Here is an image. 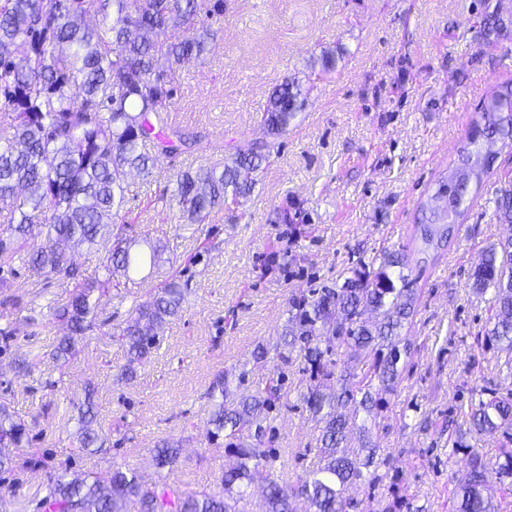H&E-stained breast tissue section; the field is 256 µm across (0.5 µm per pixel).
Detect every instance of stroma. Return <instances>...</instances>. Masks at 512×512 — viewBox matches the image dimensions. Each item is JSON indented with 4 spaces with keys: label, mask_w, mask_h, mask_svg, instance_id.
Listing matches in <instances>:
<instances>
[{
    "label": "stroma",
    "mask_w": 512,
    "mask_h": 512,
    "mask_svg": "<svg viewBox=\"0 0 512 512\" xmlns=\"http://www.w3.org/2000/svg\"><path fill=\"white\" fill-rule=\"evenodd\" d=\"M498 0H224L213 18L223 38L202 62L177 68L169 110L175 125L205 135L207 151L159 157L150 181L131 176L129 202L117 223L135 236L161 240L186 289L182 312L166 326L149 359L126 382L118 334L135 303L149 299L156 274L140 270L124 296L107 295L99 309L108 326L90 332L66 363L49 358L66 332L52 317L66 281L19 277L0 290V317L14 335L0 338V398L27 424L34 460L22 474L0 473V512H37L47 469L83 475L116 463L146 480L202 490L219 484L234 456L206 438L205 393L226 373L236 395L265 386L280 367L273 348L300 292L343 284L353 268L381 250L405 253L419 203L447 173L477 117L500 84L512 82V23L482 35L476 21ZM336 53L331 81L312 92L250 194L226 204L202 224H183L175 203L158 190L173 176L214 160H231L237 146L261 140L262 111L272 90L319 72L321 53ZM512 180V151L492 174L460 224L451 249L426 270L411 269L417 312L405 330L411 345L401 382L386 395L369 435L386 464L373 494H358L347 512H380L408 502L413 512H453L452 475L465 471L467 448L487 463V482L512 512V490L498 474L504 434L469 430L472 403L505 384L507 353L487 347L491 294L477 295L470 275L483 249L512 239L498 222L493 199ZM269 350L255 362L257 344ZM39 356L16 371L18 356ZM306 363L293 357L274 414L277 458L249 488L261 503L268 480L295 484L317 468L320 424L302 400ZM96 391L107 438L105 454L77 448L76 403ZM177 442L173 469H157L154 449ZM463 450H453L454 439Z\"/></svg>",
    "instance_id": "1"
}]
</instances>
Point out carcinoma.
Here are the masks:
<instances>
[{
    "label": "carcinoma",
    "mask_w": 512,
    "mask_h": 512,
    "mask_svg": "<svg viewBox=\"0 0 512 512\" xmlns=\"http://www.w3.org/2000/svg\"><path fill=\"white\" fill-rule=\"evenodd\" d=\"M224 15V0H0V288L13 286L19 262L33 276L58 277L73 293L53 307L67 334L52 345L56 360L73 355L75 340L97 327L92 296L121 286L144 265L158 271L164 249L157 241L132 239L114 223L127 204L128 179L152 176L153 161L193 146L203 151V136L172 126L167 102L175 96L171 73L186 60H203L217 43L219 30L207 18ZM96 19L94 25L87 18ZM172 33L171 41L158 35ZM313 86L285 80L270 94L261 116L267 133H284L301 111ZM512 146V84L497 87L478 113L462 143V154L420 206L412 254L383 251L378 264H361L342 286L314 288L291 300V317L275 350L286 365L293 353L307 363L303 401L321 424L319 466L292 487L271 480L262 512H294L303 498L314 512H346L352 494L374 489L378 477L364 470L377 464L368 428L360 427L361 448L348 449L347 433L359 412L375 419L383 395L392 393L410 347L401 330L416 313L417 296L408 287L414 262L450 246L484 177L493 169L491 144ZM273 143L253 141L236 148L235 157L176 175L172 200L181 218L200 223L226 200L251 191ZM494 215L512 224V183L498 190ZM106 239L104 275L85 277L75 263L76 249ZM472 288L493 290V309L484 340L512 351V240L491 244L474 268ZM185 289L176 278L160 283L149 300L134 305L120 330L128 362L126 379L148 358L169 321L183 309ZM341 354L366 357V370L336 374ZM286 385L276 371L261 391L228 398L227 376L215 377L208 395L215 399L207 431L210 443L224 437V451L237 458L216 488L190 491L176 483L148 482L112 467L83 478L49 476L42 512H247L246 488L260 465L278 456L271 444L270 413ZM470 425L477 433L512 430V392L492 391L471 405ZM254 430L257 443L246 445L239 433ZM91 405L78 412L74 439L92 453L105 441ZM28 428L0 402V472L22 471L30 461L16 453L25 447ZM467 469L453 477L456 512H499L487 485V463L466 449ZM178 449L165 441L155 465L172 467Z\"/></svg>",
    "instance_id": "cac0c4a2"
}]
</instances>
